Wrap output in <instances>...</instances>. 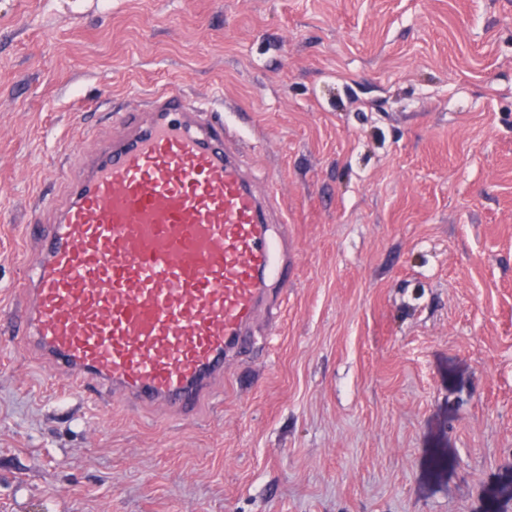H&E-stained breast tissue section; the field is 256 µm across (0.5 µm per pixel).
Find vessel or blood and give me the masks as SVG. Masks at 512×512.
<instances>
[{"mask_svg": "<svg viewBox=\"0 0 512 512\" xmlns=\"http://www.w3.org/2000/svg\"><path fill=\"white\" fill-rule=\"evenodd\" d=\"M148 112L29 225L40 253L0 334L104 399L194 415L283 283L284 242L211 102L161 91Z\"/></svg>", "mask_w": 512, "mask_h": 512, "instance_id": "obj_1", "label": "vessel or blood"}]
</instances>
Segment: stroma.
<instances>
[{
    "label": "stroma",
    "instance_id": "35a3bbf8",
    "mask_svg": "<svg viewBox=\"0 0 512 512\" xmlns=\"http://www.w3.org/2000/svg\"><path fill=\"white\" fill-rule=\"evenodd\" d=\"M166 88L222 100L288 283L197 418L0 336V512H512V0H0V303Z\"/></svg>",
    "mask_w": 512,
    "mask_h": 512
}]
</instances>
